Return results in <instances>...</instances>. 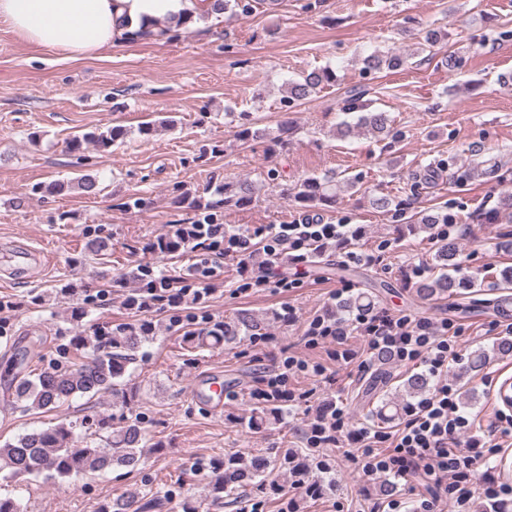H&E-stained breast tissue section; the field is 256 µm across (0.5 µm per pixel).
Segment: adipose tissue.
Returning a JSON list of instances; mask_svg holds the SVG:
<instances>
[{"instance_id": "ef3b65f1", "label": "adipose tissue", "mask_w": 512, "mask_h": 512, "mask_svg": "<svg viewBox=\"0 0 512 512\" xmlns=\"http://www.w3.org/2000/svg\"><path fill=\"white\" fill-rule=\"evenodd\" d=\"M217 15L216 0H0V24L74 60L97 57L133 32L160 41L165 26Z\"/></svg>"}]
</instances>
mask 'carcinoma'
Masks as SVG:
<instances>
[{"mask_svg": "<svg viewBox=\"0 0 512 512\" xmlns=\"http://www.w3.org/2000/svg\"><path fill=\"white\" fill-rule=\"evenodd\" d=\"M407 59L392 51H374L363 58L367 71L398 70L406 65ZM336 70L326 67L313 69L300 79L287 83V101L302 100L317 93L326 86L336 84ZM367 90L351 88L340 101V111L356 114V121H343L337 127L342 138L355 135L365 129L381 139H395L398 132L392 128L389 113L369 110L364 100ZM127 130L113 126L99 133H87L72 139L77 148L83 141H92L104 148L124 139ZM512 176V171L503 169L496 162L467 168L460 177L462 181L481 179L485 183L500 184ZM357 181L348 178L339 181L334 175L322 178H307L296 186L294 199L301 203L329 205L336 201L337 192L356 187ZM254 196L253 182L241 179L224 184V198L215 202L202 203L193 200L197 211L211 212L229 203L244 205ZM505 213L512 220V195L504 196L496 210L486 214L490 224L499 221ZM455 242L449 240L439 244L436 259L440 273L430 279L415 283L416 294L421 299L444 296L458 288H474L477 281L457 277L462 262ZM374 308L371 297L361 292L339 306L336 313L359 314ZM266 327L265 319L251 310H241L236 316L224 322V327L206 332L182 336V342L190 350L220 348L237 344L247 336L260 333ZM152 326L148 323H125L112 330L109 336H87L77 331L72 336V348L82 361L72 365L40 373L28 372L15 376L5 387L6 401L27 411H52L71 397L112 393L121 395L126 408L119 422L110 416L72 421L61 418L57 423L28 432L12 441L0 443V472L16 480L38 477L42 474L54 479H67L86 473H96L113 467L136 468L144 455L146 433L137 418L133 417V394L123 388L128 366L133 363V353L148 339ZM400 391L409 397H419L431 391L429 378L422 373L407 376ZM376 417L383 422L395 419L404 409L395 398L384 393L379 398ZM279 421L278 408L269 406L250 416L240 418V424L249 428L260 424H275ZM288 476L292 481L306 486L316 495L320 483L311 477L309 466L298 457L286 451H279L274 457L255 455L250 458L229 456L215 462L206 485L207 495L215 501L237 495L245 485L263 487L272 471ZM166 499L165 491H141L131 489L118 498L100 505L96 512H155Z\"/></svg>", "mask_w": 512, "mask_h": 512, "instance_id": "cac0c4a2", "label": "carcinoma"}]
</instances>
